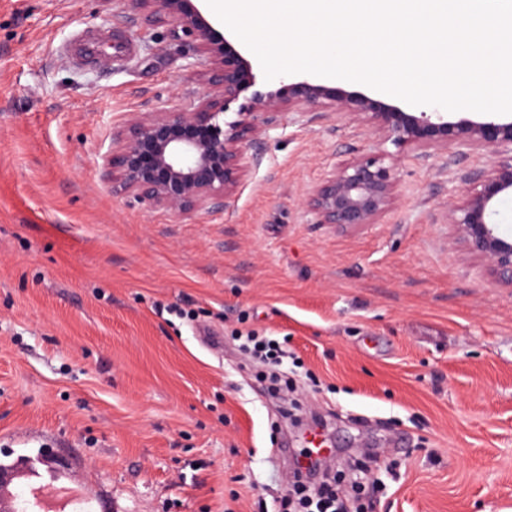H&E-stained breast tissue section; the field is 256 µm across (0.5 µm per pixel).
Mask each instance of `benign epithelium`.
<instances>
[{"mask_svg":"<svg viewBox=\"0 0 512 512\" xmlns=\"http://www.w3.org/2000/svg\"><path fill=\"white\" fill-rule=\"evenodd\" d=\"M145 22H168L173 37L193 48L207 64L206 90L191 108L178 112H131L112 138L104 179L112 191L133 196L176 215L224 208L251 165L260 160L257 145L277 116L310 112L330 100L381 142L408 147L427 157L457 149L490 152L495 161L470 182L462 199L448 202L446 220L455 239L485 262L490 276L512 288V236L491 222L493 205L512 194V119L483 114L476 120L450 121L439 112H403L342 89L301 81L280 88H260L251 63L215 33L188 0H119ZM244 98L234 117L229 105ZM253 153H248V150ZM379 148L352 157L333 169L308 200L318 224L356 228L376 224L392 208L397 176ZM65 475L67 459L41 451L24 463L0 468V499L13 496L20 478L39 469Z\"/></svg>","mask_w":512,"mask_h":512,"instance_id":"1","label":"benign epithelium"}]
</instances>
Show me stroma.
<instances>
[{
  "label": "stroma",
  "mask_w": 512,
  "mask_h": 512,
  "mask_svg": "<svg viewBox=\"0 0 512 512\" xmlns=\"http://www.w3.org/2000/svg\"><path fill=\"white\" fill-rule=\"evenodd\" d=\"M205 71L117 0H0V449L67 457L96 512H256L319 416L330 472L373 453L377 512H512V288L446 223L490 155L386 144L392 210L320 224L313 188L379 145L327 102L224 210L113 194L127 113L190 108ZM250 330L287 338L299 420L244 371Z\"/></svg>",
  "instance_id": "35a3bbf8"
}]
</instances>
